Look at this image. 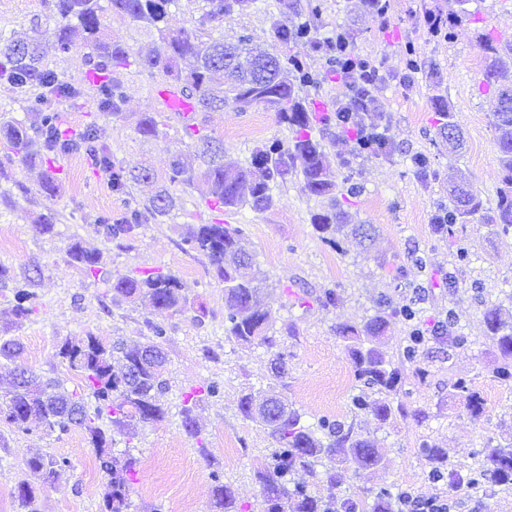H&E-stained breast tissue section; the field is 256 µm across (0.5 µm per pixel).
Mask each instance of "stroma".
Here are the masks:
<instances>
[{
  "mask_svg": "<svg viewBox=\"0 0 512 512\" xmlns=\"http://www.w3.org/2000/svg\"><path fill=\"white\" fill-rule=\"evenodd\" d=\"M321 2L318 37L344 33L355 51L380 69L382 80L374 90L379 109L366 120L387 126L390 148L358 160L354 178L362 191L344 205L357 223L374 225L371 246L349 235L341 251L324 245L310 222L324 202L304 194L295 175L274 187V210L257 213L245 208L228 218L229 223L242 225L246 248L268 276L262 299L276 329H294L293 335L283 333L279 346L288 365L286 375L276 373L265 349L242 347L224 334V285L213 277L207 259L182 248L189 230L214 218L213 212L196 207V192L175 188L182 210L174 218L144 225L136 239L120 243L105 241L93 218L102 211L122 213L126 200L112 192L103 170L82 157L57 160L61 189L51 202L40 193L41 166L12 163L11 181L0 180V264L16 279L34 278L38 297L36 313L19 323L12 313L13 288L0 285V336L18 339L23 346L18 361L0 357V392L18 363L37 374L64 379L68 386L79 385V378L58 356L65 340L94 334L109 344L141 339L152 322L168 328L166 418L139 429L131 442L120 432L112 434L115 453L130 444L140 459L131 494L135 512H214L215 471L246 512H261L255 472L267 465L273 443L266 430L239 411L241 396L251 391L280 395L308 422L322 415L355 421L383 455L382 465L367 471L361 481L374 489L393 485L416 496L445 495V488L424 478L426 463L418 449L424 439L461 468L481 464L488 445L512 444V383H500L494 376L501 357L488 341L483 322L488 302H502L512 312V232H493L480 217H472L459 234V244L469 249L471 260L456 265L452 254L459 244L442 240L433 226L437 209L447 200L448 183L458 175L466 176L485 207L496 204L501 186L492 126L496 94L482 80L486 53L481 40L512 42V0H467V19L452 37L431 34L426 25L429 14L447 13L446 0H386L382 13L368 0ZM53 4L54 0H0V29L24 30L43 44H52L58 27ZM307 4L308 0H256L246 13L226 15L213 35L229 43L248 35L253 45L264 47L272 22L281 20L292 27L304 22ZM410 50L418 62L412 74L406 71ZM287 54L320 78L318 84L301 86L299 96L335 106L342 87L308 39L290 43ZM161 84V77L131 66L125 76L126 120L101 115L87 96L61 105L62 124L78 128L96 121L99 138L116 161L130 169L148 163L164 172L171 154L188 153L186 138L171 128L166 139L145 140L134 130L139 113L163 110L157 95ZM440 103L448 106L464 136V147L455 155L448 154L437 138ZM199 118L223 138L226 157L242 163L256 149L291 136L260 105L245 110L229 105L219 112L200 113ZM417 154L428 157L426 172L412 164ZM50 210L56 215L55 231L39 233L38 220ZM75 241L99 251L106 272L173 273L189 311L174 315L154 309L145 299L113 298L101 278L88 276L69 260L67 248ZM415 250L427 254L426 269L411 263L409 255ZM400 267L407 272L401 279L395 276ZM450 276L456 281L452 288L446 284ZM415 283L425 288V326L433 327L447 309H455L471 343L464 348L427 343L420 355L426 380L404 366L397 395L404 414L384 422L370 414L352 415L349 397L355 380L336 329L377 315L381 297L396 305L407 303ZM326 288L336 289L340 297L329 309L315 300ZM458 377L470 380L483 398L486 415L481 421H473L450 392V382ZM214 382L221 384V396L195 409L206 443L201 451L186 436L179 411L190 392ZM36 449L69 464L54 487L40 492V512H100L99 491L105 478L83 432L47 436L35 426L0 437V512H18L14 491L25 477V458ZM454 501L453 512H512V488L486 485L461 490Z\"/></svg>",
  "mask_w": 512,
  "mask_h": 512,
  "instance_id": "stroma-1",
  "label": "stroma"
}]
</instances>
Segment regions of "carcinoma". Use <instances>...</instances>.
<instances>
[{"label": "carcinoma", "instance_id": "carcinoma-1", "mask_svg": "<svg viewBox=\"0 0 512 512\" xmlns=\"http://www.w3.org/2000/svg\"><path fill=\"white\" fill-rule=\"evenodd\" d=\"M55 0L59 17L56 41L45 46L26 34L0 32V80L13 86L25 118L0 120V141L9 162L40 163L47 174L40 186L47 199L60 190L53 167L58 158L78 154L96 168L105 170L112 192L127 196L125 212L114 217L101 213L94 219L96 232L106 241L131 240L140 229L153 221L172 215L181 209L173 187L189 188L199 195V203L210 210L237 213L248 207L266 212L275 207L272 189L288 176H302L301 189L311 196L330 200L328 208L311 215V224L319 239L340 251L338 235L345 229L367 240L371 228L351 223V215L341 207V200L360 193L353 182L350 160L334 168L327 160L323 144L324 132L348 126L347 112H316L299 97L297 87L317 83V75L285 54L288 44L309 36L311 23L306 21L294 28L286 22L271 26L269 40L273 51L242 53L235 45L221 39L203 38L206 28L224 19L227 14H243L255 0H203L198 30L174 32L167 27L169 8L177 0ZM466 0H448V35L466 20L462 5ZM144 25L157 33L167 45V53L159 55L141 48L133 50L109 34L112 18ZM87 49V69L103 75L100 83L84 79L71 80L52 64L51 57L62 58L75 45ZM314 49L326 57L332 67L346 68L361 63L353 49L336 50V39L313 40ZM484 50L490 62L484 69V81L495 88L498 96L493 112V126L499 150L503 188L498 192L496 206L485 208L480 195L463 179L448 190V203L440 208L444 223L434 225L441 237L455 238L458 226L469 223L474 215L482 214L484 223L503 232L512 229V107L503 106V96L512 95V48L502 52L487 41ZM195 59L192 69L184 71L179 60ZM137 64L152 74H160L170 85L192 97L201 112L224 110L232 104L241 109L263 105L276 115L277 122L291 132L288 142L275 140L256 150L250 162L241 165L224 159V141L195 121L176 112H142L135 132L144 139H164L172 123L180 125L183 137L195 149L201 164L194 166L182 156H173L165 173L164 185L154 195L139 200L131 194L132 186L151 182L156 174L149 167L128 171L112 160L111 149L100 142L95 123L90 122L72 135H64L59 106L75 101L92 90L97 111L114 119L126 118L125 71ZM244 230L233 224L216 222L201 224L184 239L187 251L207 259L216 278L224 283V335L243 346L278 347L274 319L261 303V284L266 277L253 270L254 258L243 245ZM69 258L82 265L92 276L99 272V254L73 242L67 251ZM112 297L131 301L147 299L156 309L182 314L188 300L181 292L179 279L162 271L142 272L138 276L122 273L105 279ZM34 281L26 277L15 282L14 314L26 320L37 310ZM414 299L406 304L392 305L383 299V313L361 326L344 324L338 335L346 342L353 373L358 386L350 395L351 411L369 413L380 421L389 420L402 405H394L402 379L401 367L394 364L385 349L382 337L388 327V317L402 321L408 328L406 344L400 352L401 362L415 366V375L423 380L427 371L420 366V351L431 338L442 334L448 345L462 348L468 337L459 331L455 310L429 330L420 318L421 285L412 283ZM487 336L501 355L495 377L503 383L512 382V320L505 309L492 304L483 314ZM151 335L126 344L121 340L107 346L98 336L85 340H65L59 355L75 372L81 384L69 389L65 382L43 379L31 372L23 381H13L12 388L0 399V423L17 430L28 429L37 419L47 434H65L79 428L97 453L101 470L107 477L101 491L102 512H131V492L140 459L130 452L112 454V435L99 426L106 419L111 427L122 431L132 440L138 427L165 419L168 408L165 394L168 382L164 377L167 363L163 345L166 329L149 324ZM469 416L478 421L485 414L484 401L470 382L458 378L450 384ZM219 385L211 384L188 399L181 410L182 427L195 441L199 452L204 442L193 410L197 403L218 396ZM94 399L89 405L88 398ZM268 407L257 410L252 393L241 397L239 409L244 418L255 421L268 430L273 441L270 466L257 471L263 512H403L412 495L402 489L382 487L375 491L358 486L351 495L336 492L337 472L353 470L357 478L379 465L381 454L375 441L361 434L354 423L321 416L311 423L302 421V414L283 398H266ZM428 469L426 480L448 487V494L462 488H478L485 484L512 486V445L495 446L486 462L477 468L461 471L454 468L440 448L428 441L420 443ZM67 461L47 452L35 451L24 462L27 478L16 487L19 512H39L38 498L42 488L53 486ZM303 471L308 481L298 483L293 475ZM213 504L216 512H244L229 485L221 475L213 473Z\"/></svg>", "mask_w": 512, "mask_h": 512}]
</instances>
